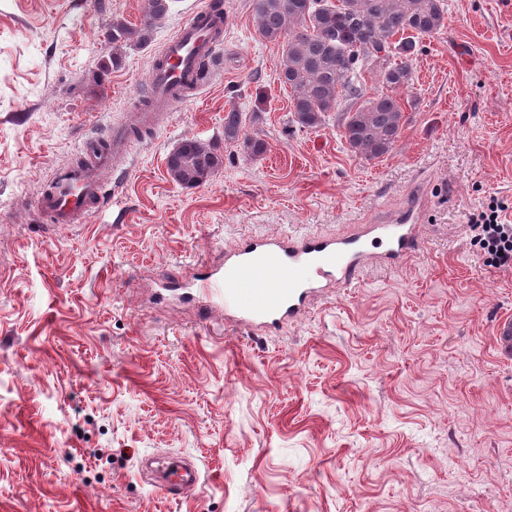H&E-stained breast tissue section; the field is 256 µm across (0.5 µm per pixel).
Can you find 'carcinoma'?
Here are the masks:
<instances>
[{
  "label": "carcinoma",
  "instance_id": "1",
  "mask_svg": "<svg viewBox=\"0 0 512 512\" xmlns=\"http://www.w3.org/2000/svg\"><path fill=\"white\" fill-rule=\"evenodd\" d=\"M170 0H148L141 27L112 21L107 38L112 59L103 69L118 65L123 44L145 39L152 21L167 15ZM260 35L283 45L279 81L291 90V122L319 129L329 113L347 103L343 137L351 152L366 160L389 154L404 130L408 115L399 91L413 82V58L419 39L445 28L444 0H250ZM343 29L347 49L327 38ZM371 72L383 91L365 97L361 78ZM254 115L235 106L224 112V144L248 157L266 151L263 138L247 133ZM222 164L218 148L186 139L167 156L173 181L197 188L210 181Z\"/></svg>",
  "mask_w": 512,
  "mask_h": 512
}]
</instances>
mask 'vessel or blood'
<instances>
[{"mask_svg": "<svg viewBox=\"0 0 512 512\" xmlns=\"http://www.w3.org/2000/svg\"><path fill=\"white\" fill-rule=\"evenodd\" d=\"M222 44V36L198 19L180 26L152 63L151 108L135 113L133 122L113 125L106 147L81 146L67 178L38 198L39 214L55 224H80L97 211L105 199L103 174L125 162L133 127L155 125L166 112L197 98L202 88L197 63ZM426 206V192L418 186L399 211L358 225L347 237L255 239L226 250L223 261L193 286L201 303L223 307L226 324L259 334L303 315L312 300L332 289L353 283L370 261L401 266L422 247L419 219ZM494 340L501 355L511 358V318L497 321ZM156 469L161 489L173 496L196 488L201 480L199 470L182 468L170 458L157 459Z\"/></svg>", "mask_w": 512, "mask_h": 512, "instance_id": "1", "label": "vessel or blood"}]
</instances>
